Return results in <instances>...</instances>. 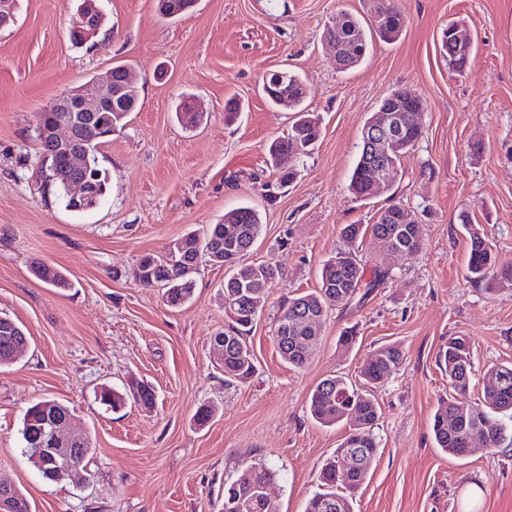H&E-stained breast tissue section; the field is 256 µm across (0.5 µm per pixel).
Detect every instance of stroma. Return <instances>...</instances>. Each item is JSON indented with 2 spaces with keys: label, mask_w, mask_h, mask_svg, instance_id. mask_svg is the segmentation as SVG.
<instances>
[{
  "label": "stroma",
  "mask_w": 512,
  "mask_h": 512,
  "mask_svg": "<svg viewBox=\"0 0 512 512\" xmlns=\"http://www.w3.org/2000/svg\"><path fill=\"white\" fill-rule=\"evenodd\" d=\"M396 3L408 17L402 36L369 37L363 60L341 71L323 31L344 13L368 23L374 0H195L176 18L160 15L158 0H98L107 36L95 48L69 39L77 0H18L13 24L0 29V312L30 339L0 369V475L31 512H223L225 483L260 460L277 473L275 512H305L323 462L349 431L315 423L309 396L327 376L355 377L389 343L404 359L374 391L378 451L354 512H512V447L492 452L477 441L455 458L431 432L439 400L453 393L438 363L449 337L470 341V400L481 398L491 366L512 363V282L474 283L466 271L472 227L499 265L512 266V0ZM452 22L474 40L460 75L441 47ZM118 64L137 75L138 106L99 147L105 197L76 213L49 185L37 114ZM284 69L305 79L303 106L320 135L295 179L268 195L276 178L267 147L296 114L268 102L262 77ZM397 88L422 99L423 136L388 192L357 199L349 181L361 130ZM188 97L204 113L194 128L175 114ZM231 98L241 112L228 124ZM392 204L413 215L421 250L386 261L365 235L360 256L386 261L388 276L331 311L309 362L289 365L274 342L280 304L317 288L323 262L344 246V225L373 223ZM243 205L261 220L246 262L276 263L283 276L249 335L257 370L228 387L211 345L228 322L224 268L200 263L179 307L134 271L142 255L162 256ZM35 261L56 266L72 288L35 278ZM348 327L357 339L344 352L336 341ZM136 382L154 388L152 409L130 400L112 411L96 398ZM44 398L68 406L90 437L86 482L45 481L23 454V414ZM203 405L214 416L201 428L194 414Z\"/></svg>",
  "instance_id": "35a3bbf8"
}]
</instances>
